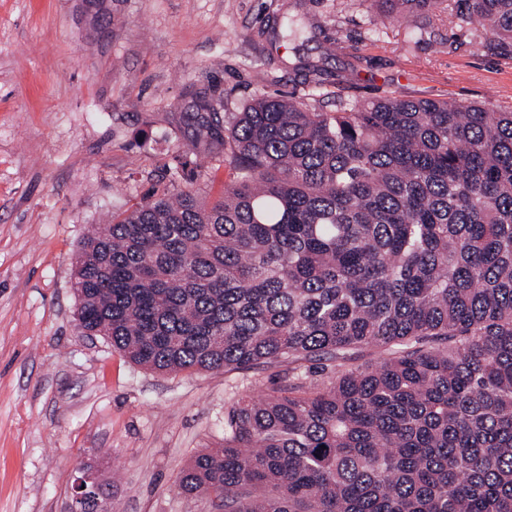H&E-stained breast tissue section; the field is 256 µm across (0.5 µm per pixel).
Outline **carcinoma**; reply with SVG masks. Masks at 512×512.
<instances>
[{
  "mask_svg": "<svg viewBox=\"0 0 512 512\" xmlns=\"http://www.w3.org/2000/svg\"><path fill=\"white\" fill-rule=\"evenodd\" d=\"M420 19L445 0H374ZM457 18L512 52V0ZM192 146L242 175L208 202L156 184L76 257L79 322L159 373L336 362L228 406L224 447L179 490L224 512H512V109L385 97L319 112L286 95ZM381 360L348 367L356 351Z\"/></svg>",
  "mask_w": 512,
  "mask_h": 512,
  "instance_id": "carcinoma-1",
  "label": "carcinoma"
}]
</instances>
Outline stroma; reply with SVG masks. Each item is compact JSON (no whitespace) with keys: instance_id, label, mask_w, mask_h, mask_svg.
<instances>
[{"instance_id":"35a3bbf8","label":"stroma","mask_w":512,"mask_h":512,"mask_svg":"<svg viewBox=\"0 0 512 512\" xmlns=\"http://www.w3.org/2000/svg\"><path fill=\"white\" fill-rule=\"evenodd\" d=\"M0 0V512H66L83 463L113 512H205L180 495L224 442L227 406L334 380L332 361L162 374L81 329L75 258L92 225L156 183L215 199L231 156L190 147L201 89L238 112L288 94L332 112L388 96L512 108V55L460 0L419 42L371 0Z\"/></svg>"}]
</instances>
